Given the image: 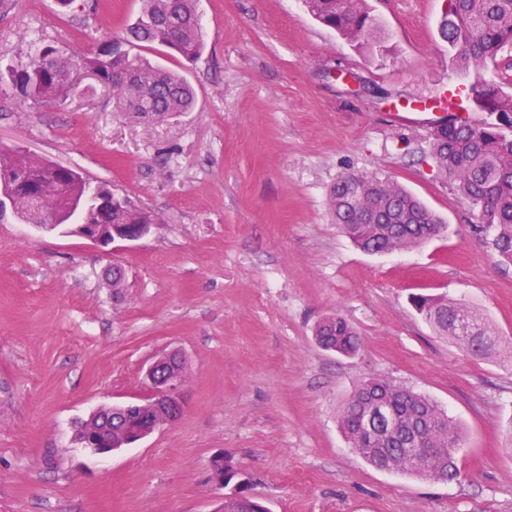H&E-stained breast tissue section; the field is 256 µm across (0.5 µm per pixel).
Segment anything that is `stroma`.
<instances>
[{
	"label": "stroma",
	"mask_w": 512,
	"mask_h": 512,
	"mask_svg": "<svg viewBox=\"0 0 512 512\" xmlns=\"http://www.w3.org/2000/svg\"><path fill=\"white\" fill-rule=\"evenodd\" d=\"M368 4L388 33L374 53L303 0H200L203 53L147 54L195 91L190 112L164 121L131 118L90 79L53 105L0 83V148L70 166L156 219L113 250L0 219V512H211L219 454L270 512H512V363L470 356L410 303L455 300L512 338V264L430 156L439 101L473 124L486 115L440 36L447 0ZM140 10L16 0L0 15V67L45 45L99 49ZM348 173L397 182L444 229L418 248L362 251L330 208ZM334 313L359 333L355 355L318 345ZM169 353L186 368L177 420L107 455L83 448L79 422L145 398L146 368ZM370 378L460 426L457 480L353 451L339 416Z\"/></svg>",
	"instance_id": "obj_1"
}]
</instances>
